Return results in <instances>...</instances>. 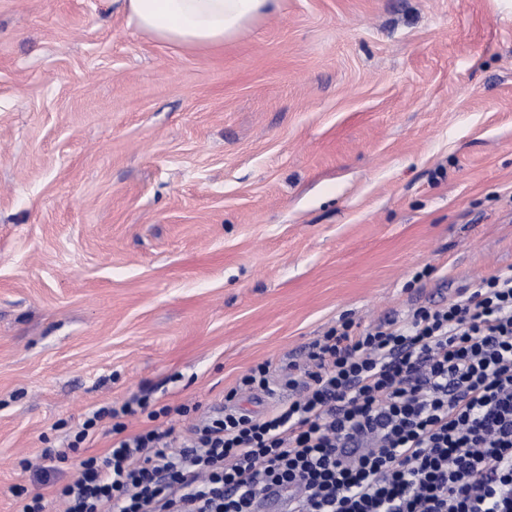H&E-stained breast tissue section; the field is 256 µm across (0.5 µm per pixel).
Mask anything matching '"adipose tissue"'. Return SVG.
Segmentation results:
<instances>
[{"mask_svg": "<svg viewBox=\"0 0 512 512\" xmlns=\"http://www.w3.org/2000/svg\"><path fill=\"white\" fill-rule=\"evenodd\" d=\"M279 0H125L130 24L174 46L213 49L274 11Z\"/></svg>", "mask_w": 512, "mask_h": 512, "instance_id": "ef3b65f1", "label": "adipose tissue"}]
</instances>
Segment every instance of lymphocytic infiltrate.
Masks as SVG:
<instances>
[{"instance_id": "1", "label": "lymphocytic infiltrate", "mask_w": 512, "mask_h": 512, "mask_svg": "<svg viewBox=\"0 0 512 512\" xmlns=\"http://www.w3.org/2000/svg\"><path fill=\"white\" fill-rule=\"evenodd\" d=\"M279 386L286 401L241 408ZM139 414L150 428L129 432ZM174 415L193 422L158 426ZM105 420L106 453L61 479ZM22 466L64 512H256L271 487L297 490L293 512H512V268L364 330L340 316L304 363L250 368L223 408L143 395L94 409L66 448Z\"/></svg>"}]
</instances>
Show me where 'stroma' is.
Returning a JSON list of instances; mask_svg holds the SVG:
<instances>
[{"instance_id":"35a3bbf8","label":"stroma","mask_w":512,"mask_h":512,"mask_svg":"<svg viewBox=\"0 0 512 512\" xmlns=\"http://www.w3.org/2000/svg\"><path fill=\"white\" fill-rule=\"evenodd\" d=\"M510 266L512 0H280L212 50L0 0V512L100 405H223Z\"/></svg>"}]
</instances>
